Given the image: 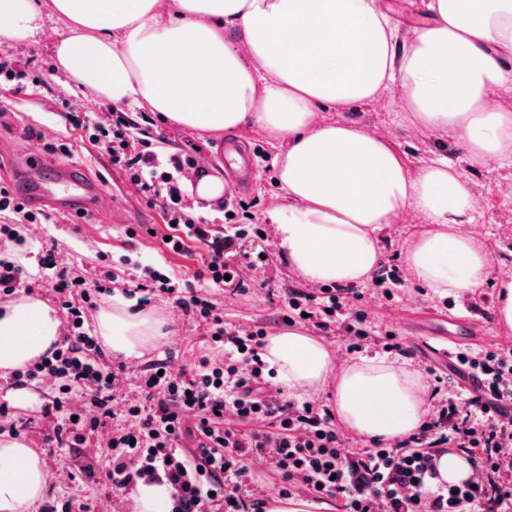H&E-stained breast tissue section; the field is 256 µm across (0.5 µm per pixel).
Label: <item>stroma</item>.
Here are the masks:
<instances>
[{
  "label": "stroma",
  "mask_w": 512,
  "mask_h": 512,
  "mask_svg": "<svg viewBox=\"0 0 512 512\" xmlns=\"http://www.w3.org/2000/svg\"><path fill=\"white\" fill-rule=\"evenodd\" d=\"M54 24H47L44 35L28 42H16L0 37V53L13 55L27 73V85L21 92L0 93V159L5 168L0 171V183L22 192L24 185L17 164L41 158L44 174H53L67 167L82 177L98 183L101 193L84 209L53 216L48 224L18 226L23 241L15 260L30 274L40 279L37 297L52 301L48 279L40 278L37 259L42 249L55 247L59 269L86 279L97 277L101 269L113 272L108 286L122 293L136 278L135 263H163L189 279L193 288L207 294L224 318L225 327L235 330L265 329L268 334L283 330L281 321L284 300L289 289L302 288L306 293L320 296L317 286L304 285L291 270L288 258L267 239V265L248 271L244 286L231 291L209 286L196 279L200 265L197 253L177 255L163 251L157 234L164 229V217L159 207L151 205L135 191L122 172L113 169L104 144L89 142L83 130L73 128L65 115L101 117L104 104L83 96L79 87L56 69L53 42ZM394 100L362 106L348 112L347 117L367 128L390 133L394 146L406 160L415 163L437 157L448 158L477 194V222L473 229L484 240L494 267L495 278L512 273V167L487 171L464 161L453 141L437 134L421 132L407 135L393 124ZM138 131L142 137L156 143L159 150L193 151L208 174L223 178L224 168L219 155L223 141L234 140L256 154L257 166L246 188L225 181L224 199L212 206L199 203L196 213L216 230H223L225 212H232L234 223L252 227L264 225V214L277 200L281 188L277 181L275 150L261 132L244 127L234 133H197L176 127L149 113ZM72 143L69 154L48 152L46 146L56 139ZM416 223L394 224L382 233V257L379 263L390 278L376 286L366 281L358 284L355 309L362 311L371 334L361 351L349 348L350 339L344 329L319 333L338 362L355 356H378L405 362L419 371L427 386L431 410H438L449 396L463 394L467 386L461 375L447 364L428 356L422 349V336L410 321L411 316L438 313L464 316L481 323L483 337L471 340V347L493 350H512V331L503 329L496 320L497 294L495 278L476 293L462 299L438 297L412 280L406 265L405 251L411 237L419 233ZM149 312L168 320L173 331L168 340L159 343L144 358L127 363L116 380L115 409L141 395L139 376L147 361L169 359L172 368L190 369L202 356L211 354L205 326L184 315L181 309L167 300L153 301ZM31 420L21 438L43 457L51 476L40 504L45 508L71 502V512H131V494L113 491L104 475L93 478L79 474L78 469L88 460H103L106 451L100 448L97 434H89L83 448L70 452L48 447L44 442L47 423L40 410L27 413Z\"/></svg>",
  "instance_id": "obj_1"
}]
</instances>
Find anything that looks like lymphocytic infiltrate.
Masks as SVG:
<instances>
[{
	"label": "lymphocytic infiltrate",
	"mask_w": 512,
	"mask_h": 512,
	"mask_svg": "<svg viewBox=\"0 0 512 512\" xmlns=\"http://www.w3.org/2000/svg\"><path fill=\"white\" fill-rule=\"evenodd\" d=\"M71 124L89 130L91 141L110 139L113 166L126 172L165 216V250L184 255L201 244L206 255L195 273L216 287L240 288L235 266L239 240L248 236L237 224L216 234L209 224L180 208L177 170L193 165L191 155L162 161L134 136L135 122L116 113L111 127L74 116ZM139 305L164 296L186 315L206 325L217 358H201L191 370H172L167 361L150 362L141 386L144 399L127 408L131 428L111 427L112 391L117 373L96 336L86 327L84 310L103 293L100 283L59 272L50 283L68 319L69 331L36 363L16 370L11 384L24 388L59 380L41 413L54 426L46 444L74 449L84 430L102 432L108 460L103 470L113 488L164 480L173 489L172 512H263L264 502L247 491L250 462L272 448V462L284 482L301 479L313 499L343 496L348 512H485L489 503L512 497L502 471L512 472V356L495 350L463 351L460 364L476 371L481 385L464 402H448L419 433L393 446L380 443L353 449L327 409L297 405L265 393L262 359L265 331H232L206 295L165 267L146 266L135 285ZM283 322L307 320L329 332L345 323L354 340L368 338L363 313L352 310L343 289H328L311 299L289 293ZM84 386L87 409L75 413L69 395ZM463 453L481 470L479 479L457 484L441 481L437 463L443 454Z\"/></svg>",
	"instance_id": "obj_1"
}]
</instances>
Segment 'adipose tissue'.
<instances>
[{
	"label": "adipose tissue",
	"mask_w": 512,
	"mask_h": 512,
	"mask_svg": "<svg viewBox=\"0 0 512 512\" xmlns=\"http://www.w3.org/2000/svg\"><path fill=\"white\" fill-rule=\"evenodd\" d=\"M401 30L381 0H0V36L60 24L56 59L86 94L148 106L198 132L251 127L272 139L282 195L266 213L294 273L310 285L369 279L382 233L417 216L406 262L438 296L464 297L492 275L469 225L477 199L444 159L406 161L391 140L326 119L403 97L402 131L456 139L468 162L512 164V0H427ZM113 355L138 359L164 338L152 314L122 299L95 316ZM63 334L55 308L31 295L0 302V374L34 364ZM262 357L292 396L333 386L336 418L366 440L413 434L427 412L421 374L384 358L336 366L299 329L269 336ZM48 480L25 442L0 436V512H32Z\"/></svg>",
	"instance_id": "ef3b65f1"
}]
</instances>
